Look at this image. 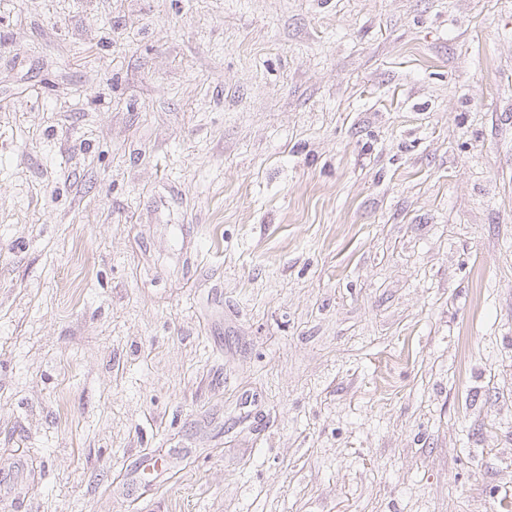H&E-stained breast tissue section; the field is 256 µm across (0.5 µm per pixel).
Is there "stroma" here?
Returning a JSON list of instances; mask_svg holds the SVG:
<instances>
[{"label": "stroma", "mask_w": 512, "mask_h": 512, "mask_svg": "<svg viewBox=\"0 0 512 512\" xmlns=\"http://www.w3.org/2000/svg\"><path fill=\"white\" fill-rule=\"evenodd\" d=\"M0 512H512V0H0Z\"/></svg>", "instance_id": "stroma-1"}]
</instances>
